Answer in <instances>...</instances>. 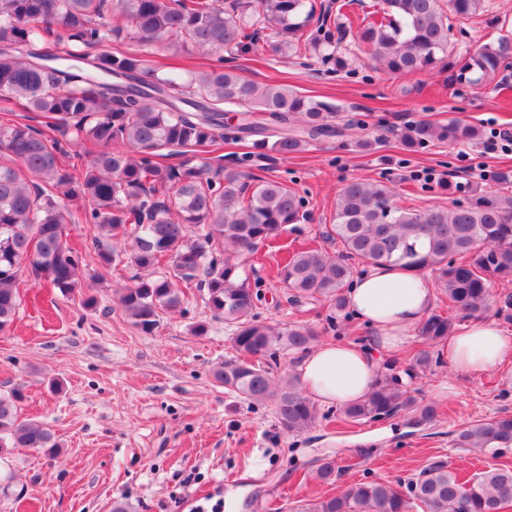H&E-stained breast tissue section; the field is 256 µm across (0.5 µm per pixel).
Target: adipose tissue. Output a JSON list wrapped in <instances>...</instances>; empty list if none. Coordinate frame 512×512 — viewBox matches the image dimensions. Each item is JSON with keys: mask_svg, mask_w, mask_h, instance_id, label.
<instances>
[{"mask_svg": "<svg viewBox=\"0 0 512 512\" xmlns=\"http://www.w3.org/2000/svg\"><path fill=\"white\" fill-rule=\"evenodd\" d=\"M347 297L352 314L372 331L369 344L324 343L299 365L306 392L326 405L361 400L381 362L407 350L434 303L422 273L395 265L370 268ZM444 348L455 373L499 372L512 364V330L493 318L473 321L450 336Z\"/></svg>", "mask_w": 512, "mask_h": 512, "instance_id": "adipose-tissue-1", "label": "adipose tissue"}]
</instances>
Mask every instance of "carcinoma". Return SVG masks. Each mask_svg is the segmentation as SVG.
<instances>
[{"label":"carcinoma","mask_w":512,"mask_h":512,"mask_svg":"<svg viewBox=\"0 0 512 512\" xmlns=\"http://www.w3.org/2000/svg\"><path fill=\"white\" fill-rule=\"evenodd\" d=\"M486 0H380L378 20L363 18L358 40L386 73L402 76L437 65L456 52L453 79L486 85L512 69V35L477 48L455 50V23L474 21ZM316 25L322 38L302 39ZM278 28L269 44L275 54L301 57L317 50L336 56L331 13H316L311 0H0V332L14 322L23 273L63 296L82 295V257L66 232L69 205L81 207L97 226L99 264L124 262L136 269L132 284L116 291L133 324L149 333L161 314L181 306L184 283L206 292L213 316L232 329L234 354L214 376L224 389L250 404L273 402L279 427L289 434L313 428L317 405L298 373L281 369V357L306 352L319 341L308 323L270 324L259 319L261 284L243 264L260 245H270L305 219V200L283 181L253 173L254 155L192 156L212 146L250 137L286 159L324 137L343 135L333 106L286 86H260L233 68L213 66L174 75L159 70L147 53L162 45L231 55L259 50L256 31ZM129 39L138 52L112 47ZM67 41L63 54L37 51L45 41ZM19 105L45 119L39 130L10 119ZM246 125L230 137L228 113ZM481 129L459 118L419 121L400 128L413 150L431 142L478 140ZM92 145L81 163H67L62 141ZM179 154L186 160L166 165ZM448 205L406 208L386 185L353 179L339 191L332 223L318 237L336 245L330 256L318 247L292 254L281 282L293 298L324 299L334 315L348 318L352 262L373 267L396 262L429 271L448 300V314L433 312L417 336L424 348L408 367L376 376L359 402L340 409L348 421L382 420L404 411L419 421L434 418L411 388L418 371L435 360L430 348L454 333L460 319L478 320L493 306V281L512 282V194L481 186L447 185ZM166 264L163 275L147 271ZM20 393L0 394V457L16 448H56L45 424L23 420ZM460 448H512V415L461 427ZM340 466L324 460L317 478L336 481ZM512 506V468H490L465 479L444 460L394 484L381 478L346 486L306 505L305 512H505Z\"/></svg>","instance_id":"obj_1"}]
</instances>
